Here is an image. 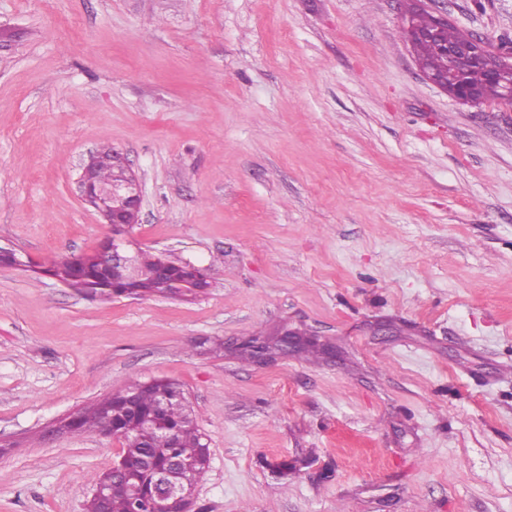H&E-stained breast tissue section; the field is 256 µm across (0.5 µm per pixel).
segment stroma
<instances>
[{
    "mask_svg": "<svg viewBox=\"0 0 512 512\" xmlns=\"http://www.w3.org/2000/svg\"><path fill=\"white\" fill-rule=\"evenodd\" d=\"M443 6L512 42V0ZM402 15L0 0V246L98 249L75 181L109 145L142 185L128 251L212 273L91 300L0 267V512H86L122 442L53 426L155 378L209 448L195 512H512V107L427 82ZM283 328L336 356L235 349Z\"/></svg>",
    "mask_w": 512,
    "mask_h": 512,
    "instance_id": "obj_1",
    "label": "stroma"
}]
</instances>
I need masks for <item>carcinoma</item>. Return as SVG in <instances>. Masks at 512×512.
I'll return each instance as SVG.
<instances>
[{"instance_id":"obj_1","label":"carcinoma","mask_w":512,"mask_h":512,"mask_svg":"<svg viewBox=\"0 0 512 512\" xmlns=\"http://www.w3.org/2000/svg\"><path fill=\"white\" fill-rule=\"evenodd\" d=\"M459 37L460 30L451 25L435 39L414 41L412 48L417 60L427 69L443 73L448 70L444 47L457 42ZM112 151V147L105 146L96 153V176L101 183L117 179V171L112 168ZM139 265L144 276L127 283L130 293L136 295L171 296L173 283L190 275L188 265L144 251L139 254ZM28 267L51 275L89 298L123 294L122 289L114 287L116 275L112 267L96 252L65 255L46 267L30 260ZM72 428L76 434L97 431L121 435L125 475L111 480L105 473L95 479L97 485L112 481L109 512H133L132 485L141 491L142 512H151L156 474L171 457L181 459L184 466L169 477L170 482L183 490L192 487L199 480L200 462L208 450L195 426L183 389L165 378L134 383L104 396L79 412Z\"/></svg>"}]
</instances>
